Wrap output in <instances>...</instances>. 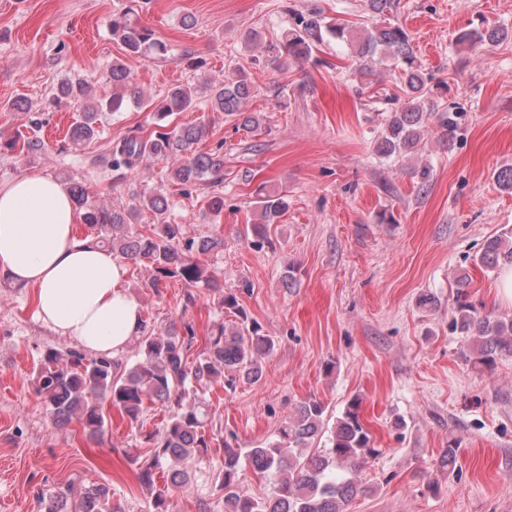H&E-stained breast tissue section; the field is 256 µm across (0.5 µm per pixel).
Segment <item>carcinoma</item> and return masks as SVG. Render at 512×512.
<instances>
[{
  "mask_svg": "<svg viewBox=\"0 0 512 512\" xmlns=\"http://www.w3.org/2000/svg\"><path fill=\"white\" fill-rule=\"evenodd\" d=\"M134 8L112 15V36L119 39L129 55L167 53L165 44L154 38L152 30L132 25ZM334 39L351 47L359 72H371L376 65L400 69L402 95L393 98L377 137V152L387 160L416 154L431 116H436L442 135L453 141L459 113L439 110L429 98L420 66L406 30L399 25L366 27L353 35L344 24L325 17L312 8L298 13L292 27L282 31L277 43L262 46L260 36L247 31L245 44L261 46L265 62L281 70L288 62L308 57L326 40ZM512 40V26L502 25L460 32L461 45H498ZM112 97L86 104L71 129L69 144L79 146L100 133L103 118L120 112L130 104L152 109L156 129L148 137L136 134L112 143L107 162L113 178L120 179L143 161L153 159L164 164L169 180L189 190L204 183L221 181L224 157L201 148L207 128L203 124L173 126L169 117L187 112L207 102L211 109L237 120L242 130L251 132L262 124L261 115L244 108L259 88L249 74L212 79L202 85L178 84L158 100L145 99L132 84L130 72L121 60L112 62ZM89 83L65 80L53 96L56 104L87 98ZM20 151L32 161L44 151L37 138L23 140ZM74 203L82 211L89 237L113 253L140 263L152 272V284L177 277L191 290L185 305L195 303L193 289L204 288L217 298L221 308L239 317L232 328L217 324L204 336L201 352L192 360L188 352L196 340L189 325L171 322L164 326L142 324L135 337L136 361L128 365L112 357L88 355L68 347H49L33 368L36 394L46 414L57 425L72 423L91 437L101 439L112 419L104 408L118 411L132 427L141 422L146 403L160 404L168 412L162 429L149 435L153 450L143 457L128 454L137 478L153 500L155 512H169L170 492L186 490L192 483L190 464L209 447L205 426L212 420L205 388L221 383L223 388L239 382L256 383L264 375L263 360L279 345L274 336L262 333L258 323L248 320L237 296L224 291V283L209 270L203 257L224 248V238L215 235L183 238L182 227L166 219L168 198L157 193L132 200L117 208L92 201L85 185L66 178ZM259 221L246 225V234L257 241L267 238L268 227L278 221L287 207L284 197L268 191L258 192ZM143 210L152 212L157 223L142 231L137 217ZM477 263L491 271L512 266V228L504 226L490 236ZM467 280H458L452 325L468 343L462 353L487 368L502 355H512V317L486 313L469 300ZM359 398L352 399L328 435V444L320 445L325 435V405L316 398L300 402L281 428L278 438L263 447L241 453L224 449V466L212 474L213 490L224 501V512H348V506L364 491L353 474L376 454L371 438L360 419ZM171 464L167 482L154 481L157 470ZM249 466L253 472L272 481L270 496L256 499L240 486V471ZM38 512H124L112 500L105 485L85 486L74 492L72 484L48 488L36 496Z\"/></svg>",
  "mask_w": 512,
  "mask_h": 512,
  "instance_id": "1",
  "label": "carcinoma"
}]
</instances>
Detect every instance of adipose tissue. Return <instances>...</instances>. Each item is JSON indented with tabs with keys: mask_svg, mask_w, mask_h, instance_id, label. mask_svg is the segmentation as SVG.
Listing matches in <instances>:
<instances>
[{
	"mask_svg": "<svg viewBox=\"0 0 512 512\" xmlns=\"http://www.w3.org/2000/svg\"><path fill=\"white\" fill-rule=\"evenodd\" d=\"M79 220L50 176L0 184V275L34 287L38 318L59 335L114 357L139 335L141 303L124 285V263L75 235Z\"/></svg>",
	"mask_w": 512,
	"mask_h": 512,
	"instance_id": "adipose-tissue-1",
	"label": "adipose tissue"
}]
</instances>
